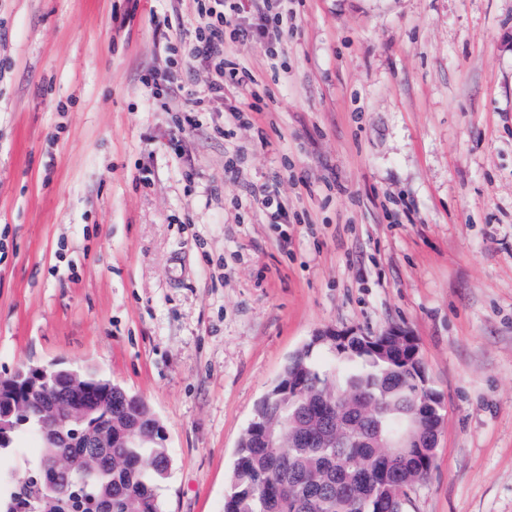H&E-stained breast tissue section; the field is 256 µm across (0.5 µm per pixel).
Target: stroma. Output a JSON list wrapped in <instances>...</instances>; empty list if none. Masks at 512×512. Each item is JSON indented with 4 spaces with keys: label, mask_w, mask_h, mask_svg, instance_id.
Listing matches in <instances>:
<instances>
[{
    "label": "stroma",
    "mask_w": 512,
    "mask_h": 512,
    "mask_svg": "<svg viewBox=\"0 0 512 512\" xmlns=\"http://www.w3.org/2000/svg\"><path fill=\"white\" fill-rule=\"evenodd\" d=\"M292 7L277 59L225 40L272 95L231 125L240 94L167 49L192 0H0V377L142 398L162 512H224L291 355L401 326L443 415L406 512H512V0ZM167 73L199 111L152 95Z\"/></svg>",
    "instance_id": "stroma-1"
}]
</instances>
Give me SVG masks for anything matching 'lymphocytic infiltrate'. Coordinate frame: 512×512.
I'll return each instance as SVG.
<instances>
[{
  "instance_id": "1",
  "label": "lymphocytic infiltrate",
  "mask_w": 512,
  "mask_h": 512,
  "mask_svg": "<svg viewBox=\"0 0 512 512\" xmlns=\"http://www.w3.org/2000/svg\"><path fill=\"white\" fill-rule=\"evenodd\" d=\"M200 23L195 30L192 44H171L173 53L179 54L184 64L197 59L210 61L215 78L210 89L215 95H223L226 87L247 90L251 101L247 108H231L232 118H239L241 111L262 112L266 102L259 94L263 86L262 76L242 67L224 48V33L232 31L234 38H252L262 44L283 40L290 29L292 11L288 0H194ZM250 11L258 24L239 22L241 11Z\"/></svg>"
}]
</instances>
